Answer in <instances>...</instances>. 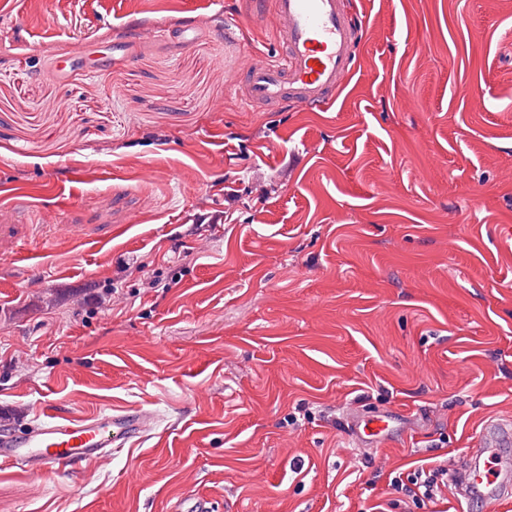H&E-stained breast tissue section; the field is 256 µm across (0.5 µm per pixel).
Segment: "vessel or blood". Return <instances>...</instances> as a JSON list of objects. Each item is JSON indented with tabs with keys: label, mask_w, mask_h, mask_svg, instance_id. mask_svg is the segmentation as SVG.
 <instances>
[{
	"label": "vessel or blood",
	"mask_w": 512,
	"mask_h": 512,
	"mask_svg": "<svg viewBox=\"0 0 512 512\" xmlns=\"http://www.w3.org/2000/svg\"><path fill=\"white\" fill-rule=\"evenodd\" d=\"M273 17L283 35L278 59L244 64L239 94L249 106L279 108L288 104L323 109L335 103L345 79L356 64L361 35L349 17L347 0H272ZM42 425L26 432H0V466L24 475L64 467L77 461L94 462L111 450L143 439L152 415L142 408H119L81 420L59 413L55 404L40 408ZM390 412L349 425L361 445L389 442ZM512 430L487 425L470 450L472 462L454 482L457 497L466 505L512 499V458L501 455L500 442Z\"/></svg>",
	"instance_id": "b4317fda"
}]
</instances>
